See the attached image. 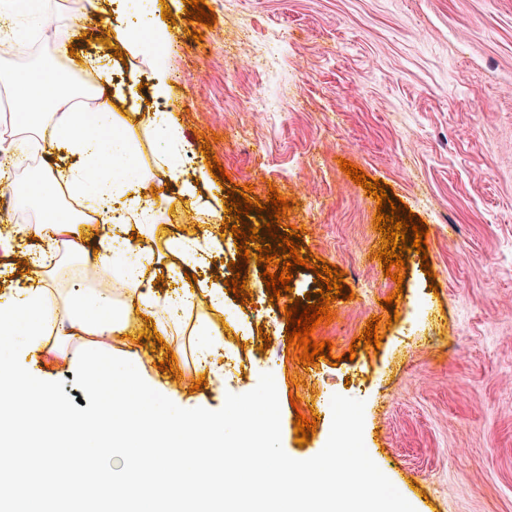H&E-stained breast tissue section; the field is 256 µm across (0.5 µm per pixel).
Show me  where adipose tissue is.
Segmentation results:
<instances>
[{
    "label": "adipose tissue",
    "mask_w": 512,
    "mask_h": 512,
    "mask_svg": "<svg viewBox=\"0 0 512 512\" xmlns=\"http://www.w3.org/2000/svg\"><path fill=\"white\" fill-rule=\"evenodd\" d=\"M145 29L151 30L152 43L143 41ZM111 31L134 55L149 53L151 44L166 40L164 26L151 19L120 20ZM10 85L24 102L28 128L16 146L35 143L48 155L64 152L69 162L39 174L17 196L19 205L41 210L44 217L9 225L7 239L33 238L41 248L28 256V278L0 295V334L18 337L27 354L37 357L59 340L87 343L96 336L130 335L129 314L136 311L146 315L175 355H190L198 372L223 386L224 363L214 353L224 346V287L190 281L184 274L202 265L210 250L223 247V240L205 231L219 211L185 185L197 228L177 235L162 222V201L151 192L156 172L182 183L177 159L190 145L179 126L164 113L116 111L107 98L99 100L96 111H74L75 92L51 59L14 72ZM100 128H114L118 134L108 141L97 136ZM146 139L154 146L147 166L136 152L138 142ZM101 162L111 179L88 178V169ZM57 185L90 200L96 222L85 224L76 214L56 209L45 193ZM92 241L98 243L97 251L87 250ZM88 265L110 280L111 288L72 290ZM151 270L175 280V288H148Z\"/></svg>",
    "instance_id": "obj_1"
}]
</instances>
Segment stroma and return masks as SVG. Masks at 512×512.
Wrapping results in <instances>:
<instances>
[{"label":"stroma","instance_id":"stroma-1","mask_svg":"<svg viewBox=\"0 0 512 512\" xmlns=\"http://www.w3.org/2000/svg\"><path fill=\"white\" fill-rule=\"evenodd\" d=\"M204 2L215 17L209 28L188 21L183 0H41L20 28L29 40L52 31L53 45L0 59V71L57 55L74 11L95 13L59 63L80 72L82 57H103L109 94L137 73L138 97L119 104L122 112L159 111L164 101L153 91L166 82L193 146L180 166L199 194L223 198L232 184L248 183L259 200L273 187L289 200L303 251L338 266L354 293L334 300L331 324L313 333L332 341L339 363L319 358L303 367L286 353L284 305L314 294L315 274L297 267L292 292L274 298L253 262L240 272L250 303L224 296V342L242 363L223 386L195 387L186 362L174 377L160 370L165 350L154 339L141 345V318L131 336L105 339L103 352L132 362L184 409H220L227 394L248 393L272 374L282 447L297 460L325 446L333 396L364 401L366 450L415 512H512V0ZM166 7L171 43L150 59L122 60L103 44L116 13L158 17ZM248 48L273 49V64H250ZM230 60L237 66L229 77ZM258 92L271 111H243ZM204 136L228 181L208 175ZM344 159L423 219L431 271L412 252L402 284L384 276L376 202L341 170ZM398 287L399 320L379 349L350 353ZM79 352L67 343L20 361L36 378L63 383L74 400L84 394L73 379ZM312 411L316 431L298 445L295 416Z\"/></svg>","mask_w":512,"mask_h":512}]
</instances>
